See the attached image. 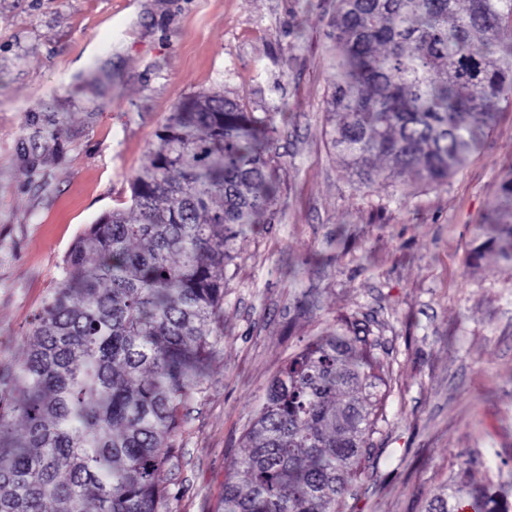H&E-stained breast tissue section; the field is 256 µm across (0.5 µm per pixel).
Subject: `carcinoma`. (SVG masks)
I'll return each mask as SVG.
<instances>
[{"mask_svg":"<svg viewBox=\"0 0 512 512\" xmlns=\"http://www.w3.org/2000/svg\"><path fill=\"white\" fill-rule=\"evenodd\" d=\"M512 0H337L330 143L363 183L440 185L512 97ZM266 120L221 94L181 99L130 183L128 208L72 245L16 367L0 369V512H174L180 408L224 339V269L272 191ZM375 156L388 167H370ZM512 172L475 249L512 267ZM383 367L344 325L288 359L232 459L219 512H343L382 416ZM23 441L12 443L15 421ZM503 512L437 490L425 512Z\"/></svg>","mask_w":512,"mask_h":512,"instance_id":"1","label":"carcinoma"}]
</instances>
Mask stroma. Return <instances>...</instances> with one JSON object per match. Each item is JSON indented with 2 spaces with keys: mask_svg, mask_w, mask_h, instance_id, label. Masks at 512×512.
<instances>
[{
  "mask_svg": "<svg viewBox=\"0 0 512 512\" xmlns=\"http://www.w3.org/2000/svg\"><path fill=\"white\" fill-rule=\"evenodd\" d=\"M336 0H0V364L21 361L74 240L127 200L183 96L270 117L275 192L234 245L224 343L162 472L217 512L269 381L315 336L369 329L384 419L346 512H424L453 481L512 486V268L472 261L512 168V104L446 183L360 184L330 146ZM56 132L46 147L37 135Z\"/></svg>",
  "mask_w": 512,
  "mask_h": 512,
  "instance_id": "stroma-1",
  "label": "stroma"
}]
</instances>
